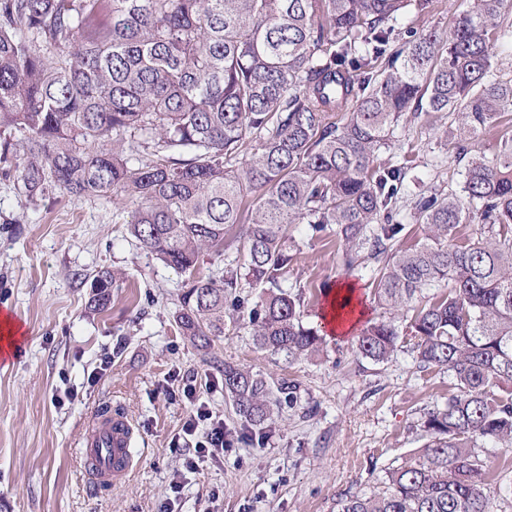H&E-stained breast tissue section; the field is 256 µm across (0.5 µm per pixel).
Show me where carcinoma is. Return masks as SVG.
Here are the masks:
<instances>
[{
	"instance_id": "obj_1",
	"label": "carcinoma",
	"mask_w": 512,
	"mask_h": 512,
	"mask_svg": "<svg viewBox=\"0 0 512 512\" xmlns=\"http://www.w3.org/2000/svg\"><path fill=\"white\" fill-rule=\"evenodd\" d=\"M432 0H0V159L36 201L53 191L122 206L131 237L186 275L176 323L201 348L224 313L248 311L254 343L293 365L323 338L302 294L280 283L294 261L288 226L336 225L346 266L372 267L379 317L356 339L386 363L410 345L417 367L453 379L429 409L422 457L337 512H490L478 442L512 454V136L496 160L476 145L512 110V79L491 75L507 0H467L443 40L396 46L395 23ZM344 114L336 123V113ZM456 115L462 193L434 186L400 205L408 167L379 159L395 127ZM483 232L454 242L466 207ZM411 219L423 240L396 246ZM238 238H227L234 227ZM242 241L259 300L238 273L196 275L200 256ZM94 306L116 277L98 272ZM407 319L405 331L399 322ZM224 396L262 441L273 392L297 383L216 364Z\"/></svg>"
}]
</instances>
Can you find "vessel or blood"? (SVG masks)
<instances>
[{"label":"vessel or blood","mask_w":512,"mask_h":512,"mask_svg":"<svg viewBox=\"0 0 512 512\" xmlns=\"http://www.w3.org/2000/svg\"><path fill=\"white\" fill-rule=\"evenodd\" d=\"M133 427L123 416L94 417L90 422L79 453L99 485L120 483L131 471L129 444Z\"/></svg>","instance_id":"obj_1"}]
</instances>
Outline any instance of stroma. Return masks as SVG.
I'll use <instances>...</instances> for the list:
<instances>
[{"label": "stroma", "instance_id": "obj_1", "mask_svg": "<svg viewBox=\"0 0 512 512\" xmlns=\"http://www.w3.org/2000/svg\"><path fill=\"white\" fill-rule=\"evenodd\" d=\"M460 10L461 0H437L403 24L443 37ZM453 126V115L439 113L397 127L388 157L415 159L405 200L433 182L462 183L463 164L439 139ZM124 219L101 199L58 192L29 201L0 176V312L24 333L17 355L0 362V512H336L339 499L380 490L390 471L422 454L424 415L451 391L448 375L418 372L406 350L374 363L350 335L325 337L319 354L287 366L256 347L242 312L210 349H198L175 322L183 276L140 248ZM288 244L297 260L283 287L302 291L305 326L321 327L326 285L354 283L369 317L378 316L371 270H347L334 230L296 224ZM105 269L120 279L99 311L91 282ZM218 360L298 384L265 441L239 439ZM205 375L197 399L223 419L230 446L223 461L195 459L190 471L182 439L190 406L179 393L183 379ZM69 387L77 400L56 404ZM107 405L124 411L135 434L131 474L101 488L78 449ZM474 452L491 473L484 492L492 512H512V460L486 444Z\"/></svg>", "mask_w": 512, "mask_h": 512}]
</instances>
